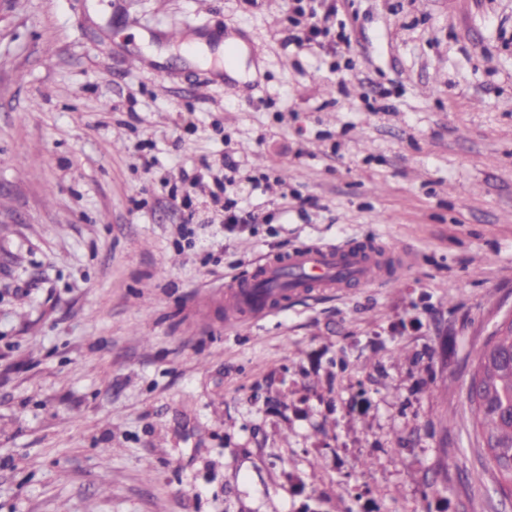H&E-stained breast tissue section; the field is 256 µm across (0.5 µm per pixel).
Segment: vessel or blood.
<instances>
[{"mask_svg":"<svg viewBox=\"0 0 512 512\" xmlns=\"http://www.w3.org/2000/svg\"><path fill=\"white\" fill-rule=\"evenodd\" d=\"M377 254V247L370 244L339 243L297 248L284 255L266 258L256 272L227 283L225 323L230 327L249 325L269 310L286 306L287 298L274 295L259 299L254 290L257 279H274L282 267L297 269L305 284L338 289L351 282H377Z\"/></svg>","mask_w":512,"mask_h":512,"instance_id":"vessel-or-blood-1","label":"vessel or blood"}]
</instances>
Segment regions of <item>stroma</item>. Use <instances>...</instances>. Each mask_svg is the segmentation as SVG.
<instances>
[{"instance_id": "1", "label": "stroma", "mask_w": 512, "mask_h": 512, "mask_svg": "<svg viewBox=\"0 0 512 512\" xmlns=\"http://www.w3.org/2000/svg\"><path fill=\"white\" fill-rule=\"evenodd\" d=\"M335 3L315 56L287 0H0V512H512L466 397L512 312V0ZM231 33L252 81L194 46ZM345 241L385 280L225 325ZM377 254V247L370 244L339 243L336 246L297 248L285 255L268 257L255 272L226 284L225 325H250L269 310L288 305V296L257 299L254 284L258 278L274 279L280 268L289 266L302 274L305 284L322 288L338 289L351 283H376L379 277ZM342 270L348 273V279L340 276Z\"/></svg>"}]
</instances>
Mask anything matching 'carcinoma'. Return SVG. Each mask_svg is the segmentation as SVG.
Listing matches in <instances>:
<instances>
[{"instance_id": "obj_1", "label": "carcinoma", "mask_w": 512, "mask_h": 512, "mask_svg": "<svg viewBox=\"0 0 512 512\" xmlns=\"http://www.w3.org/2000/svg\"><path fill=\"white\" fill-rule=\"evenodd\" d=\"M512 323L498 327L481 352L467 391L473 425L485 447L499 490L512 492Z\"/></svg>"}]
</instances>
